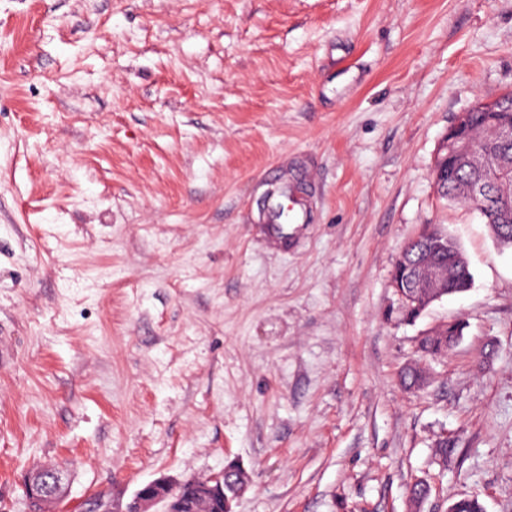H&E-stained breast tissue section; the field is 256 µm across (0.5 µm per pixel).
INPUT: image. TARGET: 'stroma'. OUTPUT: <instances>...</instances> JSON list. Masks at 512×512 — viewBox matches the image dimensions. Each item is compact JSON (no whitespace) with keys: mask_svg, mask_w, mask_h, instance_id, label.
Returning a JSON list of instances; mask_svg holds the SVG:
<instances>
[{"mask_svg":"<svg viewBox=\"0 0 512 512\" xmlns=\"http://www.w3.org/2000/svg\"><path fill=\"white\" fill-rule=\"evenodd\" d=\"M510 92L512 0H0V512L35 467L73 507L231 459L234 512H408L419 480L422 512H512V249L434 175ZM428 224L473 284L409 322ZM436 241L440 243L441 248L433 253L431 257H425L423 252V243L425 241ZM460 247L458 243L448 233L435 226L426 227L416 239L411 240L406 244V252L408 255L415 259H420L426 264L436 263L448 265V276L450 278L460 277V270L455 269L452 264L448 261L455 249ZM462 320H457L454 322L448 323L445 327H443L441 330H439L438 333H436L434 336H429L425 341V356L430 358H436L439 356L444 355L445 353H442V337L443 336H454L457 334H462L460 331L463 329L461 327V330L458 329L459 323ZM459 330V331H458Z\"/></svg>","mask_w":512,"mask_h":512,"instance_id":"1","label":"stroma"}]
</instances>
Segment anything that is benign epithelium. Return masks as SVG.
<instances>
[{"label": "benign epithelium", "instance_id": "obj_1", "mask_svg": "<svg viewBox=\"0 0 512 512\" xmlns=\"http://www.w3.org/2000/svg\"><path fill=\"white\" fill-rule=\"evenodd\" d=\"M470 111L482 114L497 139L512 142V107L504 105L502 98L479 100ZM468 112H463L456 119L442 139L435 165V181L440 186H448V182L455 180L457 173L468 169L477 152L476 143L467 128ZM507 176L512 178V168H507L499 160H489L486 162L485 175L467 182L466 192L469 197L477 199L486 195L494 182ZM393 270L405 273L404 278L393 282L394 288L398 290L428 288V303L448 295V277L440 268L427 274L416 261L401 253ZM235 469L236 464L232 460L220 472L202 478L160 477L141 485L128 499L120 490H101L90 498V509L93 512H184L185 498L178 494V490L189 488L194 496L211 503L215 512H234L232 500L224 495V486L230 482ZM64 485L62 471L55 467L33 469L25 474L23 480L26 501L33 504L61 501L66 495Z\"/></svg>", "mask_w": 512, "mask_h": 512}]
</instances>
